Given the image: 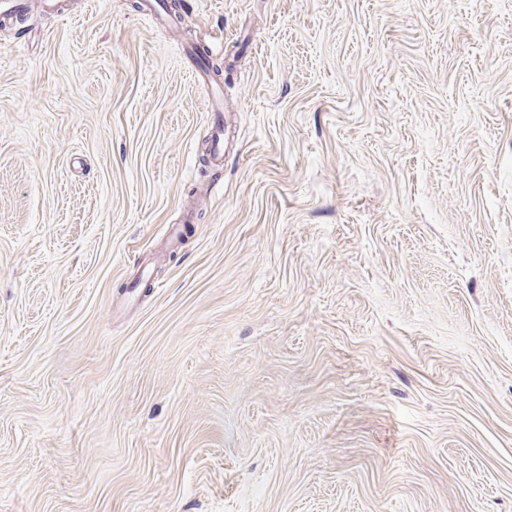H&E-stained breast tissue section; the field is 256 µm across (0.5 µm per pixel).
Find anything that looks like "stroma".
<instances>
[{
	"mask_svg": "<svg viewBox=\"0 0 512 512\" xmlns=\"http://www.w3.org/2000/svg\"><path fill=\"white\" fill-rule=\"evenodd\" d=\"M29 3L0 512H512V0Z\"/></svg>",
	"mask_w": 512,
	"mask_h": 512,
	"instance_id": "stroma-1",
	"label": "stroma"
}]
</instances>
